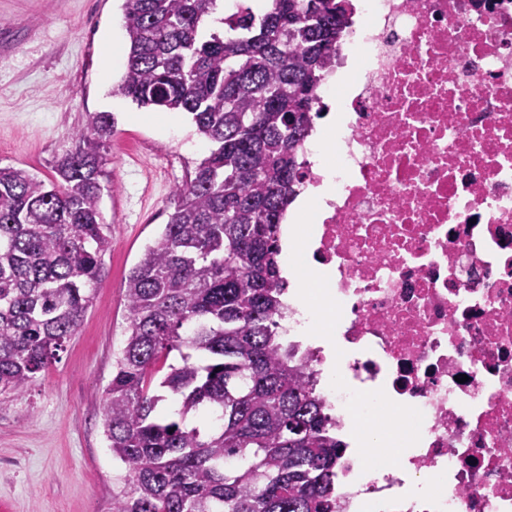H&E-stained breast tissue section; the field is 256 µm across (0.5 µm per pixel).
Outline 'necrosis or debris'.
Here are the masks:
<instances>
[{
	"label": "necrosis or debris",
	"mask_w": 512,
	"mask_h": 512,
	"mask_svg": "<svg viewBox=\"0 0 512 512\" xmlns=\"http://www.w3.org/2000/svg\"><path fill=\"white\" fill-rule=\"evenodd\" d=\"M360 4L348 83L317 89L340 115L300 147L327 188L294 238L325 338L291 335L290 305L277 330L339 436L396 412V461L358 487L345 454L336 512H512V0Z\"/></svg>",
	"instance_id": "obj_1"
}]
</instances>
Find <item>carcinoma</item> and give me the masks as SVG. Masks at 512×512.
<instances>
[{"label": "carcinoma", "instance_id": "carcinoma-1", "mask_svg": "<svg viewBox=\"0 0 512 512\" xmlns=\"http://www.w3.org/2000/svg\"><path fill=\"white\" fill-rule=\"evenodd\" d=\"M216 2L124 3L115 92L188 114L213 148L125 278L127 335L105 390V435L124 467L112 512H336L346 444L276 317L280 224L353 4L271 0L204 36ZM113 127L96 113L48 182L0 167V405L57 359L92 306L112 247L99 177ZM172 355L160 387L174 408L161 413L151 384Z\"/></svg>", "mask_w": 512, "mask_h": 512}]
</instances>
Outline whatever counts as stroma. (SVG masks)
<instances>
[{
  "label": "stroma",
  "mask_w": 512,
  "mask_h": 512,
  "mask_svg": "<svg viewBox=\"0 0 512 512\" xmlns=\"http://www.w3.org/2000/svg\"><path fill=\"white\" fill-rule=\"evenodd\" d=\"M123 4L0 0V166L51 179L94 113L115 117L100 177L107 274L58 361L0 406V512H112L123 467L104 434V390L128 326L124 281L211 149L186 114L136 122L137 105L114 94L126 59L104 68L102 48L126 40Z\"/></svg>",
  "instance_id": "stroma-1"
}]
</instances>
